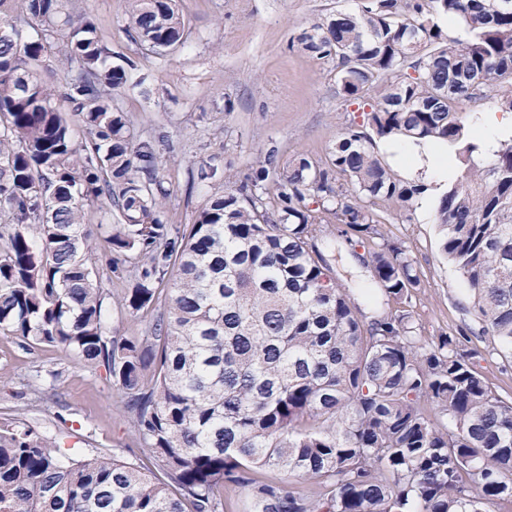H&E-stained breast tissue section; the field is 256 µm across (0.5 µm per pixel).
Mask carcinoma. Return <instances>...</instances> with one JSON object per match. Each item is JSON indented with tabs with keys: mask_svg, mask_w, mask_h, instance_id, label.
<instances>
[{
	"mask_svg": "<svg viewBox=\"0 0 512 512\" xmlns=\"http://www.w3.org/2000/svg\"><path fill=\"white\" fill-rule=\"evenodd\" d=\"M457 24L449 37L441 20ZM0 335L104 368L141 448L165 479L71 448L23 419L0 427V512H493L512 505V403L446 335L421 342L407 307L420 288L409 251L375 206L409 213L427 191L402 179L376 140L448 145L456 175L435 208L440 246L468 311L512 351V135L486 154L458 111L497 91L512 112V0H356L288 43L327 67L358 105L316 160L282 167L269 150L191 224H169L156 140L119 106L135 61H108L72 0H0ZM127 36L164 55L189 38L176 0H131ZM67 71L41 78L47 57ZM118 212L90 224L88 211ZM362 257L395 304L362 308L320 248L326 226ZM109 259L99 264V252ZM127 271L112 331L102 279ZM451 424L443 430L427 407ZM313 482L310 491L292 484ZM130 280L129 273L124 272L119 275L112 274V281L105 283V288L112 292V324L124 336L133 335L140 328L138 320L128 315L121 316L120 309L115 304L116 298L129 287Z\"/></svg>",
	"mask_w": 512,
	"mask_h": 512,
	"instance_id": "cac0c4a2",
	"label": "carcinoma"
}]
</instances>
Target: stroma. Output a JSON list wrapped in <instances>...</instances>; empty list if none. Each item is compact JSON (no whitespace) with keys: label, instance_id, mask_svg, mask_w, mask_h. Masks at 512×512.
Instances as JSON below:
<instances>
[{"label":"stroma","instance_id":"obj_1","mask_svg":"<svg viewBox=\"0 0 512 512\" xmlns=\"http://www.w3.org/2000/svg\"><path fill=\"white\" fill-rule=\"evenodd\" d=\"M75 2L94 19L110 52L136 63L123 109L137 136L163 137L170 149L168 223H192L204 200L223 190V183L193 180L198 166L244 171L272 148L284 164L300 153L322 158L361 119L337 97L324 65L287 48L293 33L352 8L355 0H178L191 36L167 57L143 55L127 39V0ZM383 231L416 262L421 286L409 311L422 341L463 336L493 395L512 402V352L466 314L468 292L441 252L433 215L391 208ZM0 373L6 376L1 424L22 412L62 447L127 462L141 458L129 414L104 370L81 368L53 347L27 352L0 335ZM49 383L55 397L38 399L35 388Z\"/></svg>","mask_w":512,"mask_h":512}]
</instances>
